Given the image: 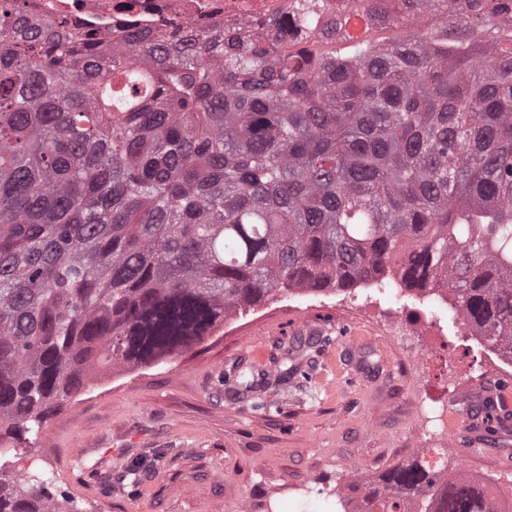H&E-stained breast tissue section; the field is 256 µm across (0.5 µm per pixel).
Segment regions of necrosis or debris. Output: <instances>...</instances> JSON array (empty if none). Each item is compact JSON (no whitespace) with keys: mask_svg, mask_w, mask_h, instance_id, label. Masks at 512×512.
<instances>
[{"mask_svg":"<svg viewBox=\"0 0 512 512\" xmlns=\"http://www.w3.org/2000/svg\"><path fill=\"white\" fill-rule=\"evenodd\" d=\"M26 10L38 18L65 17L105 35L120 24L151 29L174 18L226 32L287 12L288 0H27Z\"/></svg>","mask_w":512,"mask_h":512,"instance_id":"obj_1","label":"necrosis or debris"}]
</instances>
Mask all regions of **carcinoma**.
Returning a JSON list of instances; mask_svg holds the SVG:
<instances>
[{
    "label": "carcinoma",
    "instance_id": "cac0c4a2",
    "mask_svg": "<svg viewBox=\"0 0 512 512\" xmlns=\"http://www.w3.org/2000/svg\"><path fill=\"white\" fill-rule=\"evenodd\" d=\"M323 0L242 33L116 37L0 0V453L110 366L201 345L273 292L446 286L512 355V0ZM285 350L279 375L299 371ZM0 512H52L35 473ZM360 512H494L416 459Z\"/></svg>",
    "mask_w": 512,
    "mask_h": 512
}]
</instances>
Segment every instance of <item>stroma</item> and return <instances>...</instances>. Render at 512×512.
I'll return each mask as SVG.
<instances>
[{"instance_id":"35a3bbf8","label":"stroma","mask_w":512,"mask_h":512,"mask_svg":"<svg viewBox=\"0 0 512 512\" xmlns=\"http://www.w3.org/2000/svg\"><path fill=\"white\" fill-rule=\"evenodd\" d=\"M298 343L302 372L280 379ZM250 369L269 384L240 393ZM503 376L456 338L439 295L409 298L399 277L296 290L229 315L189 352L88 376L6 468L36 470L79 512H349L364 477L444 448L454 473L495 470L505 498L512 432L497 454L473 453L467 413Z\"/></svg>"}]
</instances>
